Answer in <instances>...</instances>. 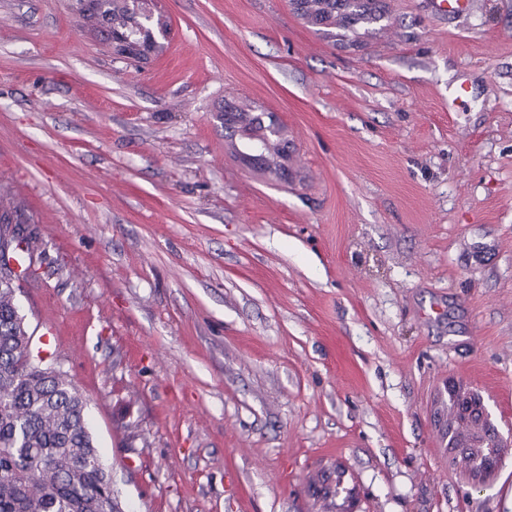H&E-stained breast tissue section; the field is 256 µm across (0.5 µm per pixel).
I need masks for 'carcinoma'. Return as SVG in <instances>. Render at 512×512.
<instances>
[{
	"label": "carcinoma",
	"instance_id": "carcinoma-1",
	"mask_svg": "<svg viewBox=\"0 0 512 512\" xmlns=\"http://www.w3.org/2000/svg\"><path fill=\"white\" fill-rule=\"evenodd\" d=\"M352 25L376 10L341 0ZM112 50L140 61L164 49L168 22L148 0H72ZM217 119L239 135L246 163L264 160L277 140L269 112L221 105ZM27 223L0 211V250ZM12 271L0 270V512H121L112 476L84 423L87 401L56 363L32 352L33 333L15 300Z\"/></svg>",
	"mask_w": 512,
	"mask_h": 512
}]
</instances>
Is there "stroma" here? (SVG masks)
Segmentation results:
<instances>
[{
    "instance_id": "stroma-1",
    "label": "stroma",
    "mask_w": 512,
    "mask_h": 512,
    "mask_svg": "<svg viewBox=\"0 0 512 512\" xmlns=\"http://www.w3.org/2000/svg\"><path fill=\"white\" fill-rule=\"evenodd\" d=\"M160 0L112 54L69 0H0V186L40 258L17 301L87 400L123 512H512L452 460L448 400L512 426V0ZM467 80L466 102L449 108ZM276 118L285 172L213 108ZM321 6L319 9V16L321 19L331 12L336 10V1H341L340 5L344 8L349 22L355 26L358 24L372 23L380 16L376 14L374 8H369L366 4L359 3L360 0H314Z\"/></svg>"
}]
</instances>
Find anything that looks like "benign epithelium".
Here are the masks:
<instances>
[{"instance_id": "1", "label": "benign epithelium", "mask_w": 512, "mask_h": 512, "mask_svg": "<svg viewBox=\"0 0 512 512\" xmlns=\"http://www.w3.org/2000/svg\"><path fill=\"white\" fill-rule=\"evenodd\" d=\"M455 408L448 420L449 425L464 424L469 427L470 437L452 441L453 452L459 455L471 448H482L487 444L497 448L512 447V432L502 434L491 418L483 397L473 391L457 392Z\"/></svg>"}]
</instances>
